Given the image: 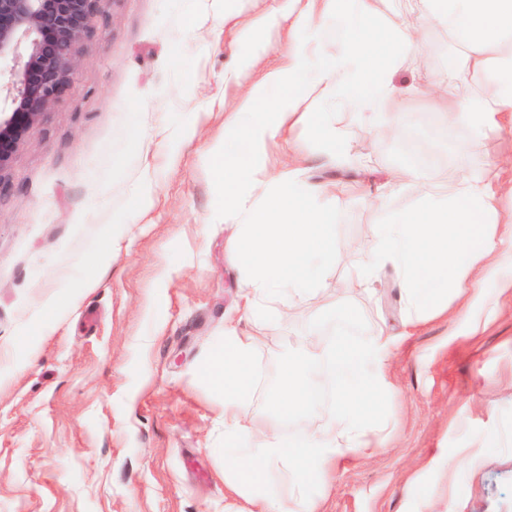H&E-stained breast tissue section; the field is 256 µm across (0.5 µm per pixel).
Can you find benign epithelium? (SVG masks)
<instances>
[{"mask_svg": "<svg viewBox=\"0 0 512 512\" xmlns=\"http://www.w3.org/2000/svg\"><path fill=\"white\" fill-rule=\"evenodd\" d=\"M107 0H0V187L27 131L67 92Z\"/></svg>", "mask_w": 512, "mask_h": 512, "instance_id": "benign-epithelium-1", "label": "benign epithelium"}]
</instances>
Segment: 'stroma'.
Wrapping results in <instances>:
<instances>
[{
	"label": "stroma",
	"mask_w": 512,
	"mask_h": 512,
	"mask_svg": "<svg viewBox=\"0 0 512 512\" xmlns=\"http://www.w3.org/2000/svg\"><path fill=\"white\" fill-rule=\"evenodd\" d=\"M269 3L108 0L77 47L70 88L16 152L0 189V512H236L221 400L200 368L244 284L228 231L208 221L219 197L205 151L224 133V14L244 23ZM420 34L390 63L397 85L448 64L447 32ZM298 136L312 154L307 182L363 192L353 205L326 200L342 255L418 207L413 187L373 201L398 170L445 193L487 160L512 161V132L475 148L464 127L422 106L401 135L353 131L364 170L317 158L316 136ZM349 273L336 262L321 309L270 322L256 351V424L305 338L339 345L346 312L362 332L386 319L398 339L389 392L371 408L382 446L341 461L311 493L326 512H512V291L492 312L475 303L479 330L452 296L447 315L407 336L393 268L375 296L347 291ZM35 329L31 351L22 338ZM468 452L477 464L464 463Z\"/></svg>",
	"instance_id": "1"
}]
</instances>
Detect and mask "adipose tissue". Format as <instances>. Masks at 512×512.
<instances>
[{
  "label": "adipose tissue",
  "mask_w": 512,
  "mask_h": 512,
  "mask_svg": "<svg viewBox=\"0 0 512 512\" xmlns=\"http://www.w3.org/2000/svg\"><path fill=\"white\" fill-rule=\"evenodd\" d=\"M274 0L250 24L224 15L233 47L224 64L225 88L241 87L224 113V136L210 148L223 175L224 206L213 224L233 225L229 251L245 274L242 311L247 330L224 328V344L204 363L210 388L222 400L224 484L240 512H322L310 486L325 485L341 460L371 454L366 410L388 388L393 331L377 321L340 346L306 345L269 399L271 420L256 427L251 405L259 384L255 351L269 317L315 301L326 288L325 268L336 260V210L328 187L305 183L310 155L296 132L316 131L330 160L354 159L342 114L371 136L393 135L405 112L420 104L464 126L472 145L494 130H512V0ZM447 31L448 66L399 87L380 65L379 48L402 56L418 46L422 24ZM338 29V40L327 37ZM284 42L276 65L256 70L270 46ZM346 287L375 293L378 271L392 265L402 290L404 325L448 311L450 294L486 299L491 288H512V166L489 161L458 176L448 196L424 190L416 212L383 225L348 257ZM334 389L336 399L313 396ZM301 417L309 426L290 440L279 423ZM292 462L288 489L269 488L268 471Z\"/></svg>",
  "instance_id": "1"
}]
</instances>
